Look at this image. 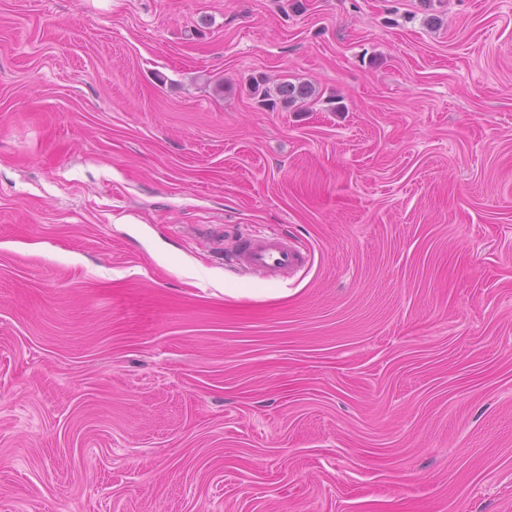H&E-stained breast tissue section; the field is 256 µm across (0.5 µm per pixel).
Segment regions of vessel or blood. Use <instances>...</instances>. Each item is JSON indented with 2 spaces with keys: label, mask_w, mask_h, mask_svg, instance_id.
I'll list each match as a JSON object with an SVG mask.
<instances>
[{
  "label": "vessel or blood",
  "mask_w": 512,
  "mask_h": 512,
  "mask_svg": "<svg viewBox=\"0 0 512 512\" xmlns=\"http://www.w3.org/2000/svg\"><path fill=\"white\" fill-rule=\"evenodd\" d=\"M310 250L290 243L282 234H253L239 237L228 260L242 273L288 274L309 267Z\"/></svg>",
  "instance_id": "obj_1"
}]
</instances>
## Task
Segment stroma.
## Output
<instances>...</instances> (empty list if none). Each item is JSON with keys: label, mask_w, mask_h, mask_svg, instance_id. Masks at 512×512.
<instances>
[{"label": "stroma", "mask_w": 512, "mask_h": 512, "mask_svg": "<svg viewBox=\"0 0 512 512\" xmlns=\"http://www.w3.org/2000/svg\"><path fill=\"white\" fill-rule=\"evenodd\" d=\"M0 512H512V0H0ZM253 92L261 98L265 104H276V97L282 104L288 105L298 99H304L312 96L313 90L308 85H295L288 81L276 84L274 87L268 85V81L263 76L252 79ZM231 252L228 264L242 273L290 274L312 262L310 250L293 245L276 232L241 236Z\"/></svg>", "instance_id": "1"}]
</instances>
